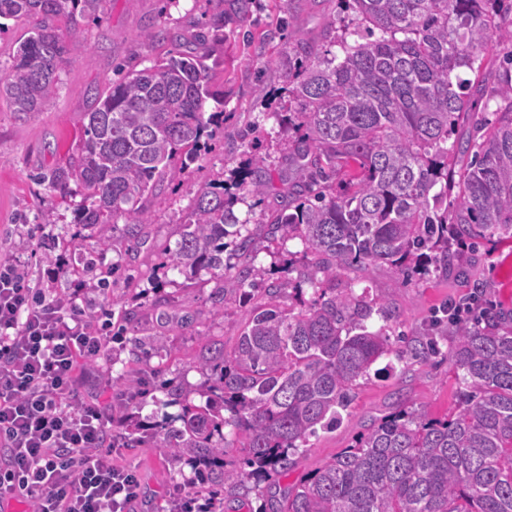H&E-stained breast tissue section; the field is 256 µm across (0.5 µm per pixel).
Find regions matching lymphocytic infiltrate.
I'll return each instance as SVG.
<instances>
[{
    "label": "lymphocytic infiltrate",
    "instance_id": "f902f5d3",
    "mask_svg": "<svg viewBox=\"0 0 512 512\" xmlns=\"http://www.w3.org/2000/svg\"><path fill=\"white\" fill-rule=\"evenodd\" d=\"M107 337L80 312L64 313L0 263V502L30 512H129L139 482L112 462V416L77 398L79 363L100 358Z\"/></svg>",
    "mask_w": 512,
    "mask_h": 512
}]
</instances>
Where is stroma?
I'll return each mask as SVG.
<instances>
[{
    "instance_id": "obj_1",
    "label": "stroma",
    "mask_w": 512,
    "mask_h": 512,
    "mask_svg": "<svg viewBox=\"0 0 512 512\" xmlns=\"http://www.w3.org/2000/svg\"><path fill=\"white\" fill-rule=\"evenodd\" d=\"M249 18L224 26V61L209 67L212 91L224 97L223 105L207 101V111L224 110V129L212 141L202 161L191 164L180 181L157 183L145 204L153 216L146 242L130 250L124 235L125 217L115 219L108 246H101L90 228L77 222L81 193H63L39 181L41 172L64 161L75 149L81 119L95 106L97 92L112 79V67L125 63L135 69L167 57L174 46L169 41L145 44L147 31L167 29L181 35L184 48L194 45L193 36L209 23L212 0H105L98 18L79 27H62L67 40L87 42L86 50L63 63L62 82L45 111L20 118L0 101V253L21 263L30 287L41 289L48 299L70 298L84 309L97 329L111 332L108 357L81 363L82 396L112 401V430L125 432L129 422L142 429L159 430L165 409L155 402V389L146 397L116 394L112 377L137 372L142 381L153 380L156 371L188 389V402L199 406L205 379L193 368L200 336L224 344L225 353L237 345L244 319L238 304L228 303L222 316L212 314L211 293L215 286L209 272L192 280L167 269L168 248L177 240L175 226L185 220L196 192L209 184H223L225 195L236 194V184L247 173L253 156H265L270 169L288 163V145L279 134L276 112L288 105L289 77L294 74L296 55L293 36H301L315 48H332L340 24L336 0H255ZM287 200L286 188L273 181L262 199L238 200L234 212L248 223L253 235L256 266L269 279L279 271L299 242L278 247L266 239L263 226ZM51 213L53 223H43L42 213ZM465 265L473 275L462 278L429 271L414 274L411 283L396 287L388 267L370 273L348 270L342 282L370 296L386 297L397 320V331L415 337L437 338L443 352L437 364L413 362L389 364L377 361V374L361 381L350 413L336 430L310 438L289 472L288 483L313 473L342 448L351 445L371 420L393 412L396 403L441 417L454 411L459 396L455 365L447 351L453 330L444 323L449 303L473 295L475 284H483V297L502 317L512 316V238L493 237L478 249L466 251ZM106 280L108 288L88 290L87 281ZM185 315L189 325L170 330L165 317ZM164 338L162 355L134 359V345ZM115 465L133 471L141 494L131 512H171L175 498L190 487H202L194 470L171 467L156 443H132L113 455Z\"/></svg>"
}]
</instances>
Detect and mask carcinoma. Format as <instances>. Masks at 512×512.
I'll use <instances>...</instances> for the list:
<instances>
[{
    "label": "carcinoma",
    "mask_w": 512,
    "mask_h": 512,
    "mask_svg": "<svg viewBox=\"0 0 512 512\" xmlns=\"http://www.w3.org/2000/svg\"><path fill=\"white\" fill-rule=\"evenodd\" d=\"M103 2L0 0V18L35 21L12 64L0 69V99L11 111L27 115L51 102L61 65L85 48L63 40L58 21L76 28ZM341 2L357 22L337 36L343 58L295 42L303 66L288 93L298 108L278 119L291 132L282 174L288 210L265 230L281 245L301 241L305 262L290 260L282 272L298 295L310 287L311 298L299 299L297 310L280 304V285L254 265L247 221L214 187L194 197L169 256V267L187 279L213 274L216 315L231 298L248 297L247 287L267 299L246 313L232 354L209 340L194 360L210 376L204 405L183 402L178 386L156 373L170 397L164 405L181 411L152 437L166 457L206 466L210 512H224L226 490L287 475L311 437L342 422L354 387L379 359L426 362L440 354L431 338L401 334L405 346H394L389 300L340 286L342 270L386 265L404 285L426 262L467 277L461 250L512 236V0ZM223 3L215 0L210 27L194 35L207 54L224 49ZM490 48L498 50L493 80H460L461 72L480 75ZM117 73L86 113L75 152L41 179L63 192L72 182L82 189L81 224L103 245L114 215L125 214L133 248L153 223L144 196L202 157L221 113L205 112L215 95L200 56L180 53ZM473 89L494 109L461 142L455 132ZM268 186L266 158L256 156L237 188L260 197ZM375 314L386 324L371 330ZM448 325L461 371L451 416L401 407L303 483L261 494L259 512H512V324L477 294ZM236 441L244 456L228 469L224 456Z\"/></svg>",
    "instance_id": "cac0c4a2"
}]
</instances>
